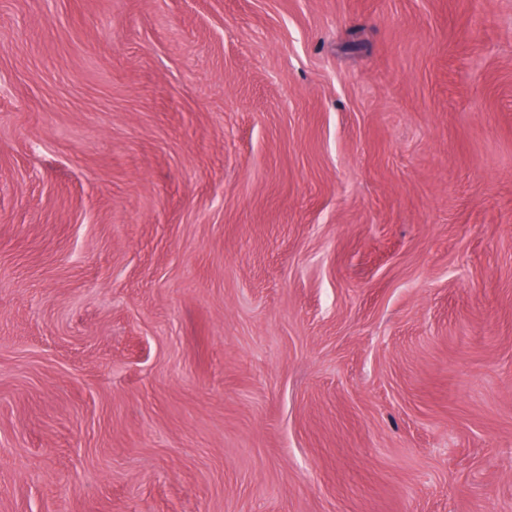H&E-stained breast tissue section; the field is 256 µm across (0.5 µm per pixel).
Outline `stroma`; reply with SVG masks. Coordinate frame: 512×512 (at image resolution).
I'll use <instances>...</instances> for the list:
<instances>
[{
	"label": "stroma",
	"instance_id": "obj_1",
	"mask_svg": "<svg viewBox=\"0 0 512 512\" xmlns=\"http://www.w3.org/2000/svg\"><path fill=\"white\" fill-rule=\"evenodd\" d=\"M0 512H512V0H0Z\"/></svg>",
	"mask_w": 512,
	"mask_h": 512
}]
</instances>
